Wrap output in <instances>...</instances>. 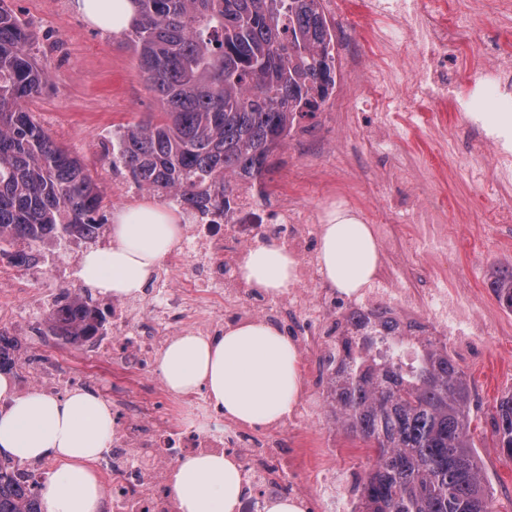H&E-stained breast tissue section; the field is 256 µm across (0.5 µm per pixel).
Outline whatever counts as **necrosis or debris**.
<instances>
[{
  "label": "necrosis or debris",
  "mask_w": 512,
  "mask_h": 512,
  "mask_svg": "<svg viewBox=\"0 0 512 512\" xmlns=\"http://www.w3.org/2000/svg\"><path fill=\"white\" fill-rule=\"evenodd\" d=\"M333 20L339 111L353 113L356 124L370 112L431 111L451 98L459 118L488 130L497 113L512 112V51L504 30L482 31L484 59L477 75L466 74L454 48L468 31L467 19L449 10L447 0H361V12L375 19L369 42L380 62L367 66L346 36L342 17L351 0H322ZM422 45L413 60L412 79L394 93L399 52ZM368 124V123H365ZM376 152L391 149L383 124H368ZM185 234L155 278L156 293L145 297L92 298L100 323L92 335L72 345L54 339L45 346L41 317L56 310L62 287L76 283L87 247L111 245L108 226L92 238L63 241L65 258L54 261L27 241L0 256V332L24 338L12 350L10 368L17 395L38 392L58 398L73 389L95 391L112 413V436L93 468L102 481L103 512H179L170 478L179 460L191 453L223 452L236 461L244 485L238 512H264L267 502L285 496L301 500L304 512H358L356 497L343 491L334 465L308 473L289 465L299 456L331 400L336 380L325 365L340 348L341 323L354 311L391 296L399 303L402 327L432 323L436 341L468 355L480 350L481 325L447 334V291L426 288L408 268L399 246V227H379L388 247L384 266L361 298L336 296L315 262L320 227L313 210L298 206L287 190H239L221 212L182 213ZM278 245L300 260L295 284L276 294L253 288L242 266L255 248ZM261 319L277 326L310 362V384L288 418L262 429L243 427L209 410L205 425L181 418L185 408H206L202 393L179 396L164 384L159 359L178 336L207 337L224 327Z\"/></svg>",
  "instance_id": "necrosis-or-debris-1"
}]
</instances>
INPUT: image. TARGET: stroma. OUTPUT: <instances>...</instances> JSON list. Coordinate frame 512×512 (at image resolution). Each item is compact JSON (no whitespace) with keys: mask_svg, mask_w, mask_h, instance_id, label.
I'll use <instances>...</instances> for the list:
<instances>
[{"mask_svg":"<svg viewBox=\"0 0 512 512\" xmlns=\"http://www.w3.org/2000/svg\"><path fill=\"white\" fill-rule=\"evenodd\" d=\"M9 8L28 24L35 35L33 51L46 65L50 81L30 101L43 128L56 143L80 158L109 201L102 213L111 221L119 204L111 200L112 168L103 160L104 146L120 125L146 118L162 106L144 81L132 50L122 34L101 31L73 8V0H7ZM433 117L446 127L452 154L443 156L430 127L407 115L391 128L396 158L375 155L365 142V129L352 126L348 113L337 111L335 99H327L312 120L310 145L322 153L314 173H304L294 141L277 151L265 183L270 189H287L299 205L328 209L343 195L368 224L389 221L390 197L422 206L439 196L448 206V235L454 248L448 255L447 273L432 272L437 287L449 298H464L470 316L485 329L478 356L459 358L473 389L471 424L477 456L492 492L494 512H512V459L506 457L485 430V418L496 400L512 391V313L506 312L487 287L493 268L512 265V223H494L503 199L512 197V183L500 194H485L472 183L469 170L482 165L488 180L500 179L489 151L470 142L454 105L438 103ZM335 447L340 472L364 474L366 452L343 431L326 435L321 446Z\"/></svg>","mask_w":512,"mask_h":512,"instance_id":"obj_1","label":"stroma"}]
</instances>
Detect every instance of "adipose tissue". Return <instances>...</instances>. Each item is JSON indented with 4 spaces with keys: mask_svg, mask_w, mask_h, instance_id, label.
Segmentation results:
<instances>
[{
    "mask_svg": "<svg viewBox=\"0 0 512 512\" xmlns=\"http://www.w3.org/2000/svg\"><path fill=\"white\" fill-rule=\"evenodd\" d=\"M89 23L118 33L131 23L134 0H74ZM180 216L153 202L118 210L112 217V245L84 253L79 275L88 287L117 297L139 296L154 270L181 241ZM319 270L347 296L360 295L374 279L379 245L370 225L346 209L330 211L320 226ZM298 258L276 246L252 250L244 279L267 293L293 285ZM162 379L176 394L205 389L209 404L225 417L263 427L290 415L301 389L299 354L280 331L262 320L225 328L204 338L179 336L159 363ZM0 450L21 460L49 457L61 469L42 488L46 512H103L99 479L90 463L104 450L112 415L93 392L79 389L49 398L14 393L10 375L0 374ZM180 512H237L242 477L233 460L202 454L181 460L171 477Z\"/></svg>",
    "mask_w": 512,
    "mask_h": 512,
    "instance_id": "adipose-tissue-1",
    "label": "adipose tissue"
}]
</instances>
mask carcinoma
Here are the masks:
<instances>
[{
	"instance_id": "carcinoma-1",
	"label": "carcinoma",
	"mask_w": 512,
	"mask_h": 512,
	"mask_svg": "<svg viewBox=\"0 0 512 512\" xmlns=\"http://www.w3.org/2000/svg\"><path fill=\"white\" fill-rule=\"evenodd\" d=\"M125 35L147 87L164 105L112 134L103 158L141 188L201 213L221 211L240 184L262 178L291 129L316 118L336 85L319 0H133ZM33 35L0 0V252L84 236L104 196L87 167L27 109L48 82ZM488 288L512 311V267ZM97 315L73 296L46 318L71 344ZM336 356V425L372 463L358 485L362 512H493L469 436L465 372L425 335L403 337L386 310L346 319ZM491 437L512 458V394L496 400ZM0 512H45L0 463Z\"/></svg>"
}]
</instances>
